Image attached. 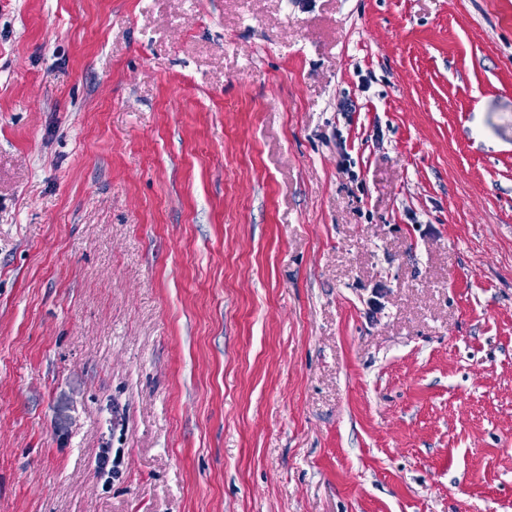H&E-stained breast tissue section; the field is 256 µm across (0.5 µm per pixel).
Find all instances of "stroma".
Segmentation results:
<instances>
[{
  "mask_svg": "<svg viewBox=\"0 0 512 512\" xmlns=\"http://www.w3.org/2000/svg\"><path fill=\"white\" fill-rule=\"evenodd\" d=\"M0 512H512V0H0Z\"/></svg>",
  "mask_w": 512,
  "mask_h": 512,
  "instance_id": "35a3bbf8",
  "label": "stroma"
}]
</instances>
